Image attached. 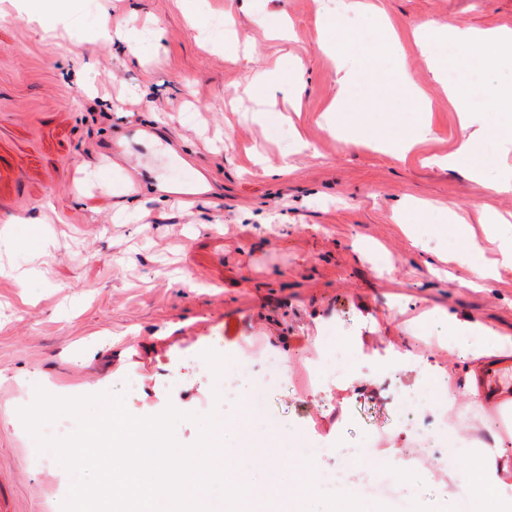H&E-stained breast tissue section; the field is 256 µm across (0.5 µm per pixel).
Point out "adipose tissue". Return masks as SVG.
Masks as SVG:
<instances>
[{"label": "adipose tissue", "mask_w": 512, "mask_h": 512, "mask_svg": "<svg viewBox=\"0 0 512 512\" xmlns=\"http://www.w3.org/2000/svg\"><path fill=\"white\" fill-rule=\"evenodd\" d=\"M430 44L440 51L428 55L431 78L448 86V100L460 115L459 147L455 153L436 158V165H464L467 172L485 180L496 191L506 185L495 178L491 157L484 144L512 142V28L472 29L430 23L426 26ZM481 101L492 121L484 128L471 127L468 113L474 101ZM495 452H478L449 447L447 460L466 458L463 472L469 496L463 512H494L495 507L511 503L512 485L493 480L491 470Z\"/></svg>", "instance_id": "1"}]
</instances>
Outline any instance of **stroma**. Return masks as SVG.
Returning a JSON list of instances; mask_svg holds the SVG:
<instances>
[{
    "instance_id": "obj_1",
    "label": "stroma",
    "mask_w": 512,
    "mask_h": 512,
    "mask_svg": "<svg viewBox=\"0 0 512 512\" xmlns=\"http://www.w3.org/2000/svg\"><path fill=\"white\" fill-rule=\"evenodd\" d=\"M352 2L194 0L195 30L177 0H69L41 30L0 0V500L11 512H62L68 499L19 415L32 375L58 398L124 395L138 418L186 413L174 432L190 446L203 401L233 416L236 395L217 394L216 374L242 344L287 361L323 352L351 380L325 397L282 386L262 400L270 420L324 442L332 477L363 447L388 472L406 461L398 400L431 386L421 360L465 380L472 360L440 342L449 316L497 335L512 364V267L472 287L445 229L452 211L476 229L490 213L512 225V192L427 164L456 150L458 115L412 37L432 21L512 27V0H374L431 104L433 133L403 161L327 124L338 85L322 20L344 12L360 26ZM273 11L289 39L268 37ZM103 14L153 30L152 45L137 57L93 37ZM296 60L292 95L260 84ZM191 169L203 190L171 197ZM47 199L54 211L22 238L19 215ZM410 200L443 207L408 212ZM460 411L457 436L512 443V403L465 398ZM428 471L437 512L465 499L458 468Z\"/></svg>"
}]
</instances>
